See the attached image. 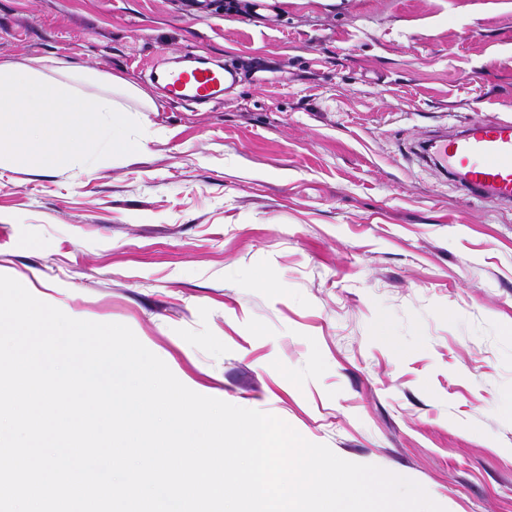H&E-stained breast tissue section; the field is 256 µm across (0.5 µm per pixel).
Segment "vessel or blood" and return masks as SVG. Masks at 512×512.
<instances>
[{"label":"vessel or blood","mask_w":512,"mask_h":512,"mask_svg":"<svg viewBox=\"0 0 512 512\" xmlns=\"http://www.w3.org/2000/svg\"><path fill=\"white\" fill-rule=\"evenodd\" d=\"M239 65L205 60L191 68H171L153 79L176 103L217 104L240 83ZM427 162L450 168L463 189L483 197L512 201V121L486 118L456 136L439 133L421 144Z\"/></svg>","instance_id":"b4317fda"}]
</instances>
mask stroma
Masks as SVG:
<instances>
[{
    "instance_id": "35a3bbf8",
    "label": "stroma",
    "mask_w": 512,
    "mask_h": 512,
    "mask_svg": "<svg viewBox=\"0 0 512 512\" xmlns=\"http://www.w3.org/2000/svg\"><path fill=\"white\" fill-rule=\"evenodd\" d=\"M0 0V58L151 91L141 154L0 168V275L127 325L194 392L275 415L445 512H512V202L413 150L512 120V0ZM259 57L167 102L165 53Z\"/></svg>"
}]
</instances>
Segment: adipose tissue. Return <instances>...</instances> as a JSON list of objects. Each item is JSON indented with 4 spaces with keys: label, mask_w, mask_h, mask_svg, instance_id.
Segmentation results:
<instances>
[{
    "label": "adipose tissue",
    "mask_w": 512,
    "mask_h": 512,
    "mask_svg": "<svg viewBox=\"0 0 512 512\" xmlns=\"http://www.w3.org/2000/svg\"><path fill=\"white\" fill-rule=\"evenodd\" d=\"M152 112V96L137 85L95 71L59 68L44 60L0 59V159L45 169L93 165L100 152L132 154L143 142L122 129L123 100Z\"/></svg>",
    "instance_id": "obj_1"
}]
</instances>
